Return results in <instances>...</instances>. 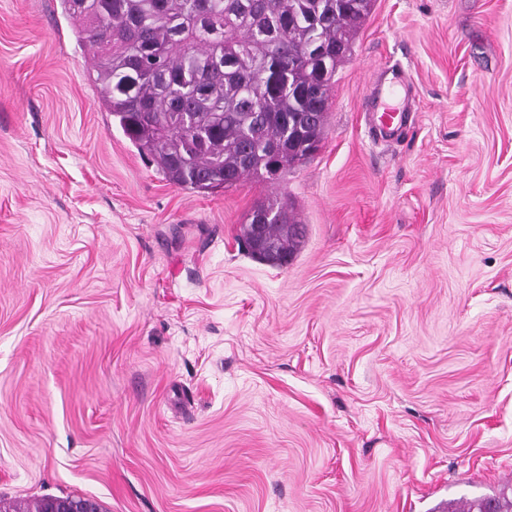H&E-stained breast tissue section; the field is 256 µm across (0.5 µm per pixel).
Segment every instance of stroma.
<instances>
[{"mask_svg":"<svg viewBox=\"0 0 512 512\" xmlns=\"http://www.w3.org/2000/svg\"><path fill=\"white\" fill-rule=\"evenodd\" d=\"M60 0H0V498L456 512L512 488V0H376L275 184L164 180ZM416 120L377 140L372 72ZM268 197L306 230L237 240ZM413 82L399 63L385 64L373 76L367 94V125L388 140L405 129L412 112ZM259 203L250 210L244 222L240 224L239 236L247 241L249 235L247 225L254 224L251 238L248 241V249L272 258L275 256V247L263 235L262 224H265L264 232L277 247V255L280 260L279 263L271 265L286 266L303 238V226L291 214V204L288 200L276 197Z\"/></svg>","mask_w":512,"mask_h":512,"instance_id":"stroma-1","label":"stroma"}]
</instances>
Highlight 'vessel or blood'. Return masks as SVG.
Returning a JSON list of instances; mask_svg holds the SVG:
<instances>
[{
    "instance_id": "obj_1",
    "label": "vessel or blood",
    "mask_w": 512,
    "mask_h": 512,
    "mask_svg": "<svg viewBox=\"0 0 512 512\" xmlns=\"http://www.w3.org/2000/svg\"><path fill=\"white\" fill-rule=\"evenodd\" d=\"M413 82L401 64L389 63L373 76L367 94V125L381 138L405 129L412 110Z\"/></svg>"
}]
</instances>
